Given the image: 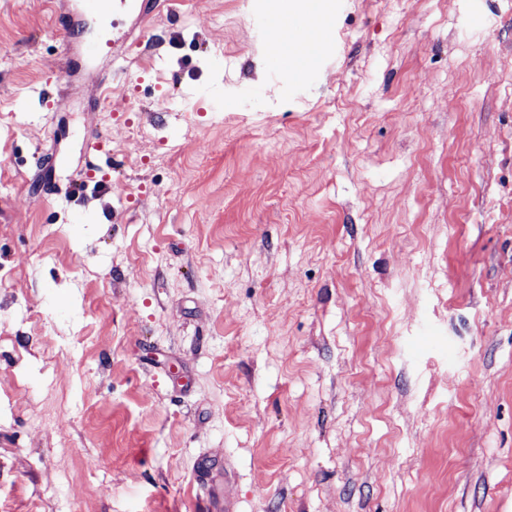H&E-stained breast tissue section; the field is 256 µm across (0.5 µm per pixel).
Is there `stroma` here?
I'll return each instance as SVG.
<instances>
[{
    "instance_id": "35a3bbf8",
    "label": "stroma",
    "mask_w": 512,
    "mask_h": 512,
    "mask_svg": "<svg viewBox=\"0 0 512 512\" xmlns=\"http://www.w3.org/2000/svg\"><path fill=\"white\" fill-rule=\"evenodd\" d=\"M58 2L0 0V512H512V0H332L299 74L289 0L68 61Z\"/></svg>"
}]
</instances>
